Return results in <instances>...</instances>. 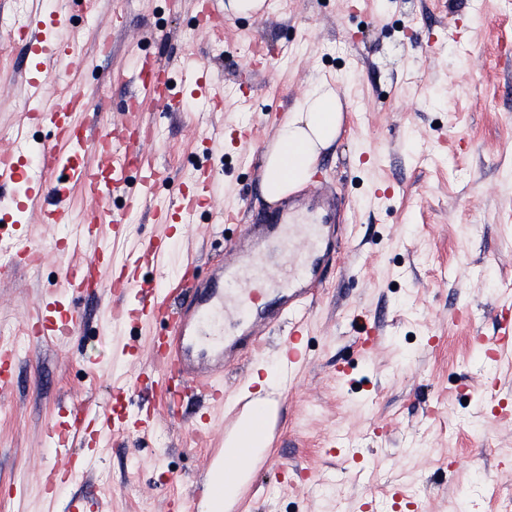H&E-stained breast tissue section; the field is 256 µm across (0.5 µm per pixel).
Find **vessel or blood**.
Listing matches in <instances>:
<instances>
[{
  "instance_id": "vessel-or-blood-1",
  "label": "vessel or blood",
  "mask_w": 512,
  "mask_h": 512,
  "mask_svg": "<svg viewBox=\"0 0 512 512\" xmlns=\"http://www.w3.org/2000/svg\"><path fill=\"white\" fill-rule=\"evenodd\" d=\"M67 22L60 14L49 17L34 15L28 24L10 33L9 39L28 46L44 61L64 67L68 64L67 47L51 37L52 29ZM147 67L153 79H140L142 91L154 97L166 96L169 90L168 65L153 60ZM191 78L199 93L208 97L213 108H220L224 96L223 83L206 67L196 68ZM84 100L79 92L53 100L46 108L33 109L30 121L49 124L57 140L70 144V151L57 150L55 145H40L34 152L41 178L27 176L19 154L0 149V187L26 182V197L32 203L49 199V207L38 217L39 223L66 225L72 221L70 189L78 187L87 199L93 216L108 215L113 237L126 233L122 214L109 212L107 203L118 193H126L127 209H147L155 223H168L172 217L188 221L204 210L218 219H225L224 190L204 168L195 176V190L174 200L160 199L154 185L160 179L153 156L146 149L145 139H132V131L141 129L140 116H133L121 127L89 137L82 126L73 124L69 115L83 110ZM65 169L69 178L64 182L45 181V174ZM138 169L141 188L127 193L129 172ZM309 202L298 199L267 210L262 219L248 228L247 237L253 248L249 253L235 251L224 256L217 275L202 282L164 279L153 284L141 281L138 275L145 264L162 265L168 254L164 238L139 241L123 263L127 270L119 290L110 292L103 308L104 319L114 331L127 325H146L161 318L171 326L167 338L165 359L140 362L130 342L114 345V361L132 368L130 377L113 379L112 391L129 392L138 382L181 385L185 390L199 392L215 404H227L233 413H241L244 401L225 396L217 383L222 369L220 360L249 350L254 361L265 357L267 334L276 326L288 324L290 346L279 356L281 374L293 378L301 362L294 345L305 330L308 302L318 293L326 268L339 248L336 226L342 202L326 188L309 189ZM49 301H41L29 318V332L37 339H60L73 335L80 319L72 312L60 311L58 317L46 319L44 310ZM96 428L103 434L134 432L149 436L154 427L147 419L131 416L115 419L97 413L74 414L65 427H51L49 434L56 447L58 463L35 475L36 483L49 497H56L81 466L71 446L81 432ZM62 512H104L100 499L73 494L64 501Z\"/></svg>"
}]
</instances>
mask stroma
<instances>
[{"mask_svg":"<svg viewBox=\"0 0 512 512\" xmlns=\"http://www.w3.org/2000/svg\"><path fill=\"white\" fill-rule=\"evenodd\" d=\"M65 13L60 31L71 63L44 66L49 95L81 88L105 111L83 124L121 123L139 62L171 61L176 106L142 97L155 137L149 143L169 198L211 167L238 220L153 223L132 212V236L165 234L198 260L208 279L247 224L266 208L263 154L311 84L336 87L342 133L317 173L342 199L340 253L309 311L305 362L279 405L271 460L254 470L239 512H512V349L482 350L496 334V309L512 304V0H265L260 15L225 21L219 34L196 25L193 0H6L0 5V147L24 152L50 143V126L21 119L34 104L27 47L9 40L34 8ZM112 21L101 52L97 25ZM224 80V106L212 111L190 84L197 64ZM253 129V140L239 138ZM74 224L24 218L0 225V252L37 240L43 262L0 278V336H21L13 389L0 397V512H61L30 479L55 461L50 426L79 405L119 416L146 413L157 400L142 385L109 395L112 332L99 295L77 303L83 321L63 341H33L27 320L43 288L59 287L70 255L59 241L88 218L81 192ZM378 329L372 356L355 344L356 320ZM202 401L184 395L157 413L155 434L117 436L99 446L91 471L75 472L67 492L98 496L109 512H167L169 496L191 498L207 456L191 423ZM418 496L395 507L393 493Z\"/></svg>","mask_w":512,"mask_h":512,"instance_id":"35a3bbf8","label":"stroma"}]
</instances>
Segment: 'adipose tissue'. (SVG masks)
<instances>
[{"label": "adipose tissue", "mask_w": 512, "mask_h": 512, "mask_svg": "<svg viewBox=\"0 0 512 512\" xmlns=\"http://www.w3.org/2000/svg\"><path fill=\"white\" fill-rule=\"evenodd\" d=\"M344 116L334 86L319 81L299 99L280 124L277 139L264 152L263 194L275 203L308 183L323 151L338 139ZM264 397L241 415L237 434L224 444V457L213 468L207 512H228L251 473L239 466L240 458L260 459L267 450V429L273 426L278 404L271 394L278 386L274 371L256 379Z\"/></svg>", "instance_id": "ef3b65f1"}]
</instances>
